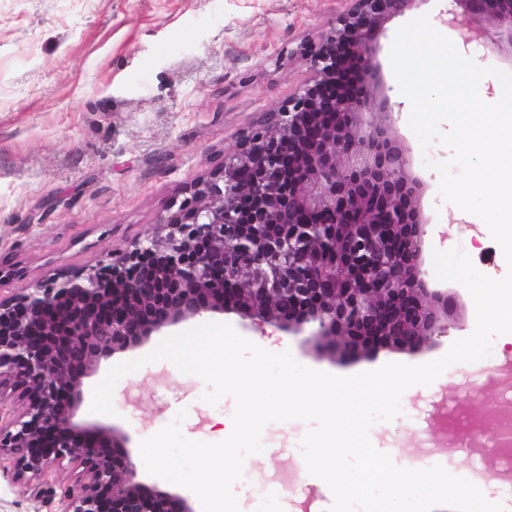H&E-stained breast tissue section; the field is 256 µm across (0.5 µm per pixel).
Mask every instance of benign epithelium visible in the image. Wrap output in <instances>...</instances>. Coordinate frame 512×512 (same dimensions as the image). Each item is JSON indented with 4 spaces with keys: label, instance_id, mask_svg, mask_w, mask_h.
Returning a JSON list of instances; mask_svg holds the SVG:
<instances>
[{
    "label": "benign epithelium",
    "instance_id": "7a95c632",
    "mask_svg": "<svg viewBox=\"0 0 512 512\" xmlns=\"http://www.w3.org/2000/svg\"><path fill=\"white\" fill-rule=\"evenodd\" d=\"M303 47L309 77L241 132L154 234L112 261L0 299V457L37 477L78 464L60 512H192L135 481L114 428L74 421L99 362L208 313L271 324L346 358L448 328L422 270L423 187L377 95L379 37L422 0H345ZM463 45L512 55V0H448Z\"/></svg>",
    "mask_w": 512,
    "mask_h": 512
}]
</instances>
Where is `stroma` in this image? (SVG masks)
<instances>
[{
  "label": "stroma",
  "instance_id": "1",
  "mask_svg": "<svg viewBox=\"0 0 512 512\" xmlns=\"http://www.w3.org/2000/svg\"><path fill=\"white\" fill-rule=\"evenodd\" d=\"M343 7L342 0H0V256L8 266L0 273V296L108 262L112 253L151 236L171 200L220 166L240 132L305 82L308 67L298 49L317 39ZM447 8L448 0H424L388 22L377 56L394 106L393 132L409 151L412 175L424 185L422 269L430 287L448 294L447 332L412 352L384 350L345 360L234 314H206L162 329L141 347L101 360L96 375L85 379L89 396L111 366L141 361L134 376L115 388V415L94 417L83 408L76 415L127 435L137 481L185 499L198 512L191 491L147 473L139 443L182 410V433L208 441L215 420L231 419L235 409L229 396L206 403L205 383L183 378L174 364L147 362L170 336L224 322L254 343L287 345L306 365L350 376L389 362L417 365L444 356L473 332L469 292L436 278L433 253L460 248L496 279L505 276L507 264L504 256H483L493 239L478 216L440 196L439 177L424 162L452 152L436 143L421 148L389 59L397 31L418 18L448 34L440 19ZM500 400L497 380L455 364L432 384L406 390L400 414L375 422L370 434L396 465L439 464L487 482L490 494L512 512V473L486 449L458 451L444 424L447 405L466 404L480 418ZM309 428L300 420L264 427L265 454L248 456L233 486L245 512H328L329 487L302 477L300 443ZM75 477L70 464L48 468L39 481L50 494L36 499L25 481L15 479L10 461L2 460L0 512H58Z\"/></svg>",
  "mask_w": 512,
  "mask_h": 512
}]
</instances>
